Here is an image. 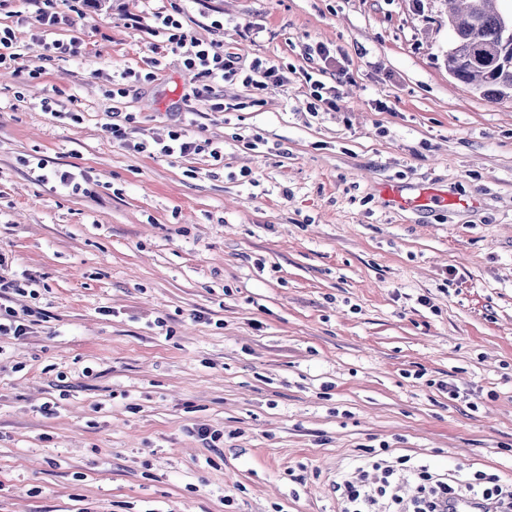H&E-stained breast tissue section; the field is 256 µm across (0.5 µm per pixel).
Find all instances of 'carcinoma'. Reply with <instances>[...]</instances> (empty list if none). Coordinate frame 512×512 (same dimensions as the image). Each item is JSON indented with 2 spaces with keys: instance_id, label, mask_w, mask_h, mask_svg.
Here are the masks:
<instances>
[{
  "instance_id": "obj_1",
  "label": "carcinoma",
  "mask_w": 512,
  "mask_h": 512,
  "mask_svg": "<svg viewBox=\"0 0 512 512\" xmlns=\"http://www.w3.org/2000/svg\"><path fill=\"white\" fill-rule=\"evenodd\" d=\"M449 2L457 51L445 58L448 73L487 94L512 93V67L501 64L502 13L495 8L497 0Z\"/></svg>"
}]
</instances>
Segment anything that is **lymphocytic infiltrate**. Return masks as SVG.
Listing matches in <instances>:
<instances>
[{"label":"lymphocytic infiltrate","mask_w":512,"mask_h":512,"mask_svg":"<svg viewBox=\"0 0 512 512\" xmlns=\"http://www.w3.org/2000/svg\"><path fill=\"white\" fill-rule=\"evenodd\" d=\"M180 13V8L174 6L168 10L151 12L146 21L138 16L128 18V26H145L152 34L164 38L163 44L152 47L154 56L149 61L151 70L146 74L147 79H154V69L160 64L158 56L162 51L179 53L185 70L192 76L193 96L213 99V108L218 112L225 109L224 103L216 99V88L221 83L239 80L254 90L263 91L280 82L279 69L272 62L256 59L251 64H244L242 57L226 50L222 42L208 43L189 34L179 19ZM71 22V16L57 10L54 0H44L35 16L32 46L47 55H77V42L67 43L53 36L60 26ZM133 122L132 114L116 112L112 115L111 123L106 124L105 130L114 144L136 152L148 151L172 159L201 154L210 155L214 159L220 156L219 151L212 149L210 140L189 136L181 127L170 131L164 140L134 141L131 138ZM371 467L383 474L378 485L367 483L359 467L336 480L334 490L345 503L344 512H372L373 505L381 497L387 499L390 512H438V502L451 493L493 497L512 506V485L499 484L493 475L478 472L471 475H447L430 471L426 465L416 464L407 467L405 475L397 479L385 460L372 461Z\"/></svg>","instance_id":"f902f5d3"}]
</instances>
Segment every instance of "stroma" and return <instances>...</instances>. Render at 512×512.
<instances>
[{"label": "stroma", "mask_w": 512, "mask_h": 512, "mask_svg": "<svg viewBox=\"0 0 512 512\" xmlns=\"http://www.w3.org/2000/svg\"><path fill=\"white\" fill-rule=\"evenodd\" d=\"M176 2L284 82L215 112L169 52L116 98L155 42L126 17L167 0H67L64 60L28 47L39 0L0 7L24 55L0 67V276L28 287L0 303L34 312L0 339V512H341L370 448L512 482V97L449 76L445 0ZM113 111L149 140L183 113L223 157L113 145Z\"/></svg>", "instance_id": "obj_1"}]
</instances>
